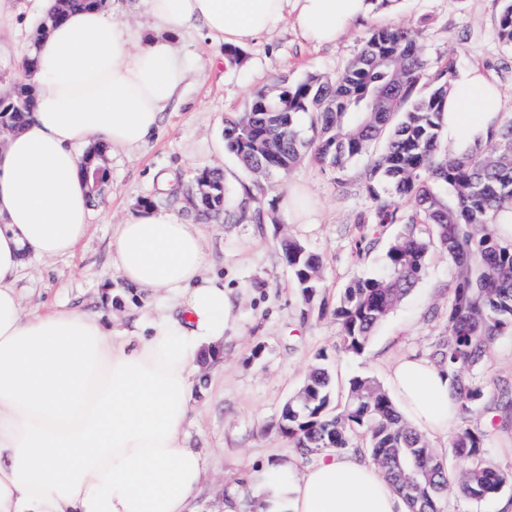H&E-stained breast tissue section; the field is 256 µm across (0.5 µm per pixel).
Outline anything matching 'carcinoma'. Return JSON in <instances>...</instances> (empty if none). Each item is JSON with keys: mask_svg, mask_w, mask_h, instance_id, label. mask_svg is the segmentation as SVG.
<instances>
[{"mask_svg": "<svg viewBox=\"0 0 512 512\" xmlns=\"http://www.w3.org/2000/svg\"><path fill=\"white\" fill-rule=\"evenodd\" d=\"M104 0H58L36 28L41 32L72 9ZM496 35L512 47V0H502ZM419 32L402 26L371 30L356 54L326 82L311 74L295 84L282 80L278 93L252 94L246 111L224 117V147L250 172L284 175L309 159L346 181L356 157L385 138L361 180L374 204L363 216L359 251L377 241L380 228L400 224L384 265L347 286L334 310L343 327L346 352L359 355L378 326L416 287L430 252L440 248L456 272L448 301L445 336L431 346L429 359L448 370L457 413L484 403L485 387L474 372L501 336L512 335V239L499 234L498 217L512 213V119L492 127L485 141L450 155L442 150L445 101L451 66H434L422 54ZM33 107V88L17 85L0 99V125L11 130ZM308 119L312 135L299 127ZM107 148L99 143L82 158L90 171L89 194L96 200L107 183ZM210 192L196 195L194 220L236 217L223 174L205 168ZM283 259L303 299L321 288V259L303 243L284 239ZM331 377L312 366L299 392L284 405L279 431L308 460L340 452L351 434L363 431L366 451L408 507V512H443L450 495L480 501L512 483V474L483 457L485 434L459 429L450 447L465 467L448 472L426 437L405 421L381 385L368 376L349 382L343 408L333 411ZM512 387L500 388L485 407L492 417L508 415Z\"/></svg>", "mask_w": 512, "mask_h": 512, "instance_id": "1", "label": "carcinoma"}]
</instances>
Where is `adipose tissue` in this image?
Instances as JSON below:
<instances>
[{
	"mask_svg": "<svg viewBox=\"0 0 512 512\" xmlns=\"http://www.w3.org/2000/svg\"><path fill=\"white\" fill-rule=\"evenodd\" d=\"M151 37L136 40L111 9L70 11L32 50L33 109L0 143V512H194L209 462L186 443L202 362L237 316L204 274L200 223L151 207L112 227V264L139 289L178 297L135 330L61 306L24 312L17 282L34 257L75 252L93 207L80 161L93 141L131 151L157 132L187 68L176 36L199 27L239 45L285 14L307 40L335 42L369 0H138ZM503 96L479 69L455 78L445 128L457 147L485 139ZM387 384L412 425L443 437L455 417L446 370L405 356ZM253 512H408L379 469L325 452L305 470L265 463Z\"/></svg>",
	"mask_w": 512,
	"mask_h": 512,
	"instance_id": "adipose-tissue-1",
	"label": "adipose tissue"
}]
</instances>
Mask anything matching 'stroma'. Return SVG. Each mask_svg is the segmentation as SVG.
Masks as SVG:
<instances>
[{"mask_svg":"<svg viewBox=\"0 0 512 512\" xmlns=\"http://www.w3.org/2000/svg\"><path fill=\"white\" fill-rule=\"evenodd\" d=\"M499 0H393L370 11L333 45L303 39L290 20L268 34L238 46L237 57L215 67L217 52L202 31L179 38L189 75L177 106L165 112L158 133L142 148L118 153L109 161V178L94 208L88 237L70 256L26 267L18 281L23 306L31 310L56 304L102 309L113 326L128 327L146 312L164 305L160 292L127 285L112 267V226L128 212L152 206L182 212L173 197L178 183L196 170L218 167L235 200L260 208L262 222L228 220L206 224V270L220 278L237 310V324L224 335V350L200 368L194 409L187 425L191 447L210 454V472L197 498V512H224L230 493L245 491L260 465L283 457L305 468L293 442L280 433L281 411L302 385L311 365L324 363L335 380V403H342L353 377L386 383L391 365L407 355L428 356L445 333L448 299L455 274L441 250H432L424 277L378 327L364 352L343 349V330L334 315L344 290L377 270L397 230L385 225L374 247L356 250L358 220L373 203L358 160L346 184L310 161L290 173L257 179L224 148L225 115L243 111L254 91L295 82L310 73L332 74L357 52L363 37L380 26H405L421 33V49L430 62L452 61L454 73L477 68L504 93L503 119L512 118V49L496 37ZM310 196L313 221H288L285 198L292 186ZM256 188L245 200V188ZM293 238L323 262L321 287L305 302L284 263L279 244ZM471 429L485 432L484 456L512 471V419L490 423L483 407L469 414Z\"/></svg>","mask_w":512,"mask_h":512,"instance_id":"stroma-1","label":"stroma"}]
</instances>
